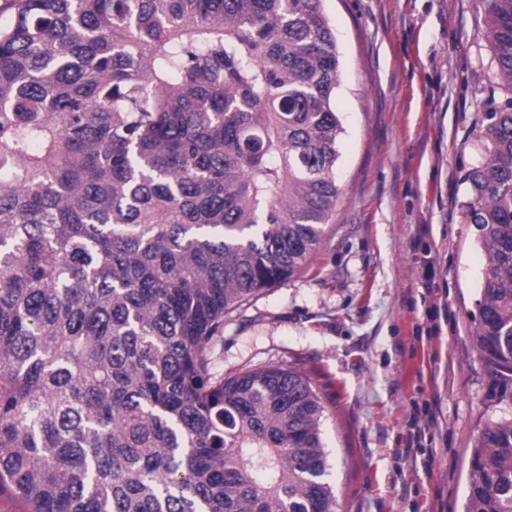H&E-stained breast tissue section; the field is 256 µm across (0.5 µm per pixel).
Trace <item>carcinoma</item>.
Returning <instances> with one entry per match:
<instances>
[{"mask_svg":"<svg viewBox=\"0 0 512 512\" xmlns=\"http://www.w3.org/2000/svg\"><path fill=\"white\" fill-rule=\"evenodd\" d=\"M324 0H0V495L25 512H335L310 378L211 372L333 223ZM512 85V0H483ZM462 177L476 352L512 404V99ZM465 512H512V413Z\"/></svg>","mask_w":512,"mask_h":512,"instance_id":"obj_1","label":"carcinoma"}]
</instances>
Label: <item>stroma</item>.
<instances>
[{
	"mask_svg": "<svg viewBox=\"0 0 512 512\" xmlns=\"http://www.w3.org/2000/svg\"><path fill=\"white\" fill-rule=\"evenodd\" d=\"M344 133L308 267L224 325L215 377L301 360L324 406L336 512H463L499 408L473 348L487 255L464 223L484 112L512 97L482 0H324Z\"/></svg>",
	"mask_w": 512,
	"mask_h": 512,
	"instance_id": "1",
	"label": "stroma"
}]
</instances>
